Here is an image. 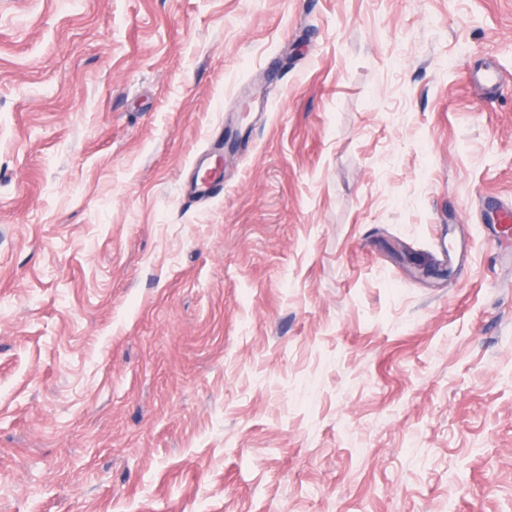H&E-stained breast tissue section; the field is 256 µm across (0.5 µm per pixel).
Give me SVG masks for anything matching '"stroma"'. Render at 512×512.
Segmentation results:
<instances>
[{
	"label": "stroma",
	"instance_id": "35a3bbf8",
	"mask_svg": "<svg viewBox=\"0 0 512 512\" xmlns=\"http://www.w3.org/2000/svg\"><path fill=\"white\" fill-rule=\"evenodd\" d=\"M486 197L512 0H0V512H512Z\"/></svg>",
	"mask_w": 512,
	"mask_h": 512
}]
</instances>
